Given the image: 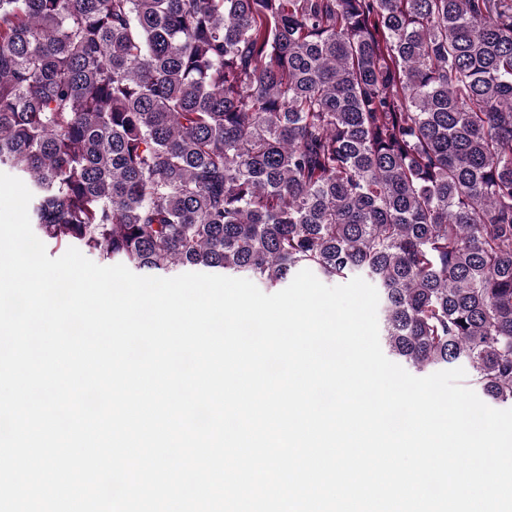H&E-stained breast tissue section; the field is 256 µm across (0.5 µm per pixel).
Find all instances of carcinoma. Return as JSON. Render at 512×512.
Here are the masks:
<instances>
[{
	"label": "carcinoma",
	"instance_id": "carcinoma-1",
	"mask_svg": "<svg viewBox=\"0 0 512 512\" xmlns=\"http://www.w3.org/2000/svg\"><path fill=\"white\" fill-rule=\"evenodd\" d=\"M45 246L380 290L512 408V0H0V169Z\"/></svg>",
	"mask_w": 512,
	"mask_h": 512
}]
</instances>
